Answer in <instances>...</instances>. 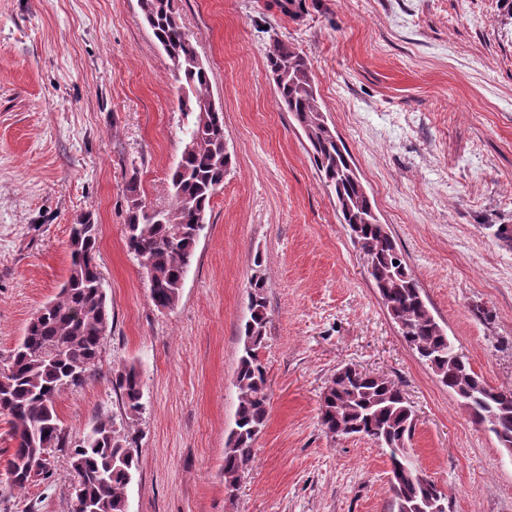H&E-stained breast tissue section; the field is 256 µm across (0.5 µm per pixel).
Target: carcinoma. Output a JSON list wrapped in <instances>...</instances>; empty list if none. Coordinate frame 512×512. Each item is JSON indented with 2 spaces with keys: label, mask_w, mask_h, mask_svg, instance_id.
<instances>
[{
  "label": "carcinoma",
  "mask_w": 512,
  "mask_h": 512,
  "mask_svg": "<svg viewBox=\"0 0 512 512\" xmlns=\"http://www.w3.org/2000/svg\"><path fill=\"white\" fill-rule=\"evenodd\" d=\"M140 8L158 45L178 67L180 112L186 117L181 154L169 176V207L155 216L136 179L127 185L126 246L144 270L150 298L159 309H172L196 252L199 221L207 220L211 200L224 185L231 164L224 142V111L219 104L202 113L198 103L212 99L213 72L203 61L175 0H140ZM276 96L308 140L324 184L336 197L341 222L353 242L369 255V274L390 318L405 343L453 393L474 422L512 448V389L494 388L463 358H456L445 329L435 320L385 225L375 216L351 155L328 124L317 98L308 57L292 44L275 39L265 53ZM99 225H71L69 269L58 296L30 320L21 343L0 369V415L10 418L15 441L9 469L13 488L22 491L47 476L46 455L66 448L56 402L67 389L79 388L96 370L101 341L112 328L111 305L96 263ZM249 318L241 327L243 349L236 373L240 402L235 427L224 452V485L236 489L254 456V443L268 417V379L259 358L269 315L265 278L250 281ZM126 410L143 409L138 369L131 365L115 378ZM321 421L337 437L375 440L399 468L390 483L393 512H433L435 483L411 452L414 412L393 380L361 371L339 369L321 395ZM137 439L112 420L98 418L82 441L71 448V469L81 495L95 512H127L126 489L138 471Z\"/></svg>",
  "instance_id": "cac0c4a2"
}]
</instances>
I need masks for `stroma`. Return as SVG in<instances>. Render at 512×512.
<instances>
[{"label": "stroma", "instance_id": "stroma-1", "mask_svg": "<svg viewBox=\"0 0 512 512\" xmlns=\"http://www.w3.org/2000/svg\"><path fill=\"white\" fill-rule=\"evenodd\" d=\"M231 166L212 199L177 305L154 306L125 243L126 186L168 207L184 117L170 61L139 0H0V364L67 275L71 224L100 226L112 329L95 373L57 404L68 445L17 493L0 415V512H72L69 448L103 416L137 436L128 512H391L390 463L366 437H334L320 397L345 365L398 383L412 451L447 512H512V457L475 425L400 336L280 108L272 38L312 65L318 101L426 302L472 369L512 388V16L503 0H175ZM261 258L269 324L259 351L269 408L234 492L224 450L249 279ZM135 366L144 409L114 379Z\"/></svg>", "mask_w": 512, "mask_h": 512}]
</instances>
